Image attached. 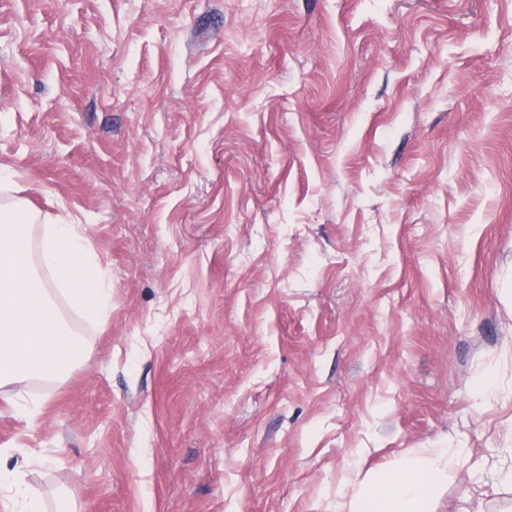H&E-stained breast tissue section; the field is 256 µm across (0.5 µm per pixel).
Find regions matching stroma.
<instances>
[{
    "label": "stroma",
    "mask_w": 512,
    "mask_h": 512,
    "mask_svg": "<svg viewBox=\"0 0 512 512\" xmlns=\"http://www.w3.org/2000/svg\"><path fill=\"white\" fill-rule=\"evenodd\" d=\"M0 177L112 285L0 387L47 512H512V0H0ZM450 463L448 448H427L374 477L347 512H433Z\"/></svg>",
    "instance_id": "stroma-1"
}]
</instances>
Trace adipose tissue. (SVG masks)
Listing matches in <instances>:
<instances>
[{"label":"adipose tissue","instance_id":"adipose-tissue-1","mask_svg":"<svg viewBox=\"0 0 512 512\" xmlns=\"http://www.w3.org/2000/svg\"><path fill=\"white\" fill-rule=\"evenodd\" d=\"M450 463L447 449H425L374 477L350 501L348 512H433Z\"/></svg>","mask_w":512,"mask_h":512}]
</instances>
